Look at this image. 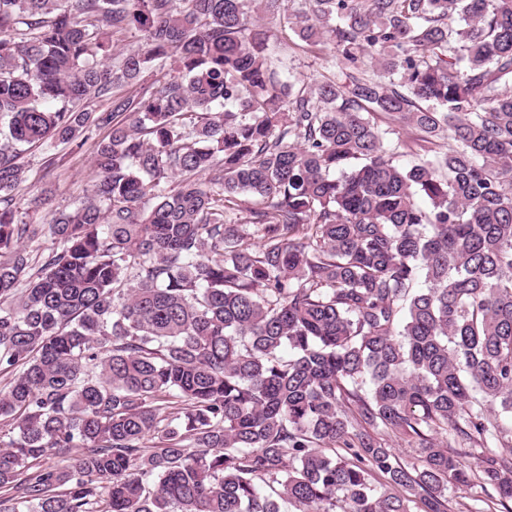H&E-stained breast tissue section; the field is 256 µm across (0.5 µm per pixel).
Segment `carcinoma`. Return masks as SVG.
Here are the masks:
<instances>
[{"label": "carcinoma", "mask_w": 512, "mask_h": 512, "mask_svg": "<svg viewBox=\"0 0 512 512\" xmlns=\"http://www.w3.org/2000/svg\"><path fill=\"white\" fill-rule=\"evenodd\" d=\"M285 2L0 0V512H512V0H299L310 83ZM90 140L18 220L21 154ZM264 22L278 38L271 47V68L306 80L320 79L322 74L328 75V67L334 70L332 65L336 66V74H339L343 65L334 57L336 52L331 43L308 47L287 26L283 27L279 17L266 18ZM401 137L410 145V149H405L403 153L396 157L395 162L401 165H407L418 161V158L425 154L422 149L423 145L430 146L426 143L415 141L416 134L414 130L407 128L401 131ZM421 144V145H420ZM94 144L89 141L77 154L58 152L52 163L42 160L40 150L27 154L29 160L27 181L16 193L17 217L27 224H45L49 212L71 210L90 192L91 163ZM45 189L49 195L44 208L35 209L29 204L32 191ZM448 499L465 504L470 512H495L499 509L496 501L489 498L488 492H485L479 483L475 480L471 486L448 485Z\"/></svg>", "instance_id": "obj_1"}]
</instances>
